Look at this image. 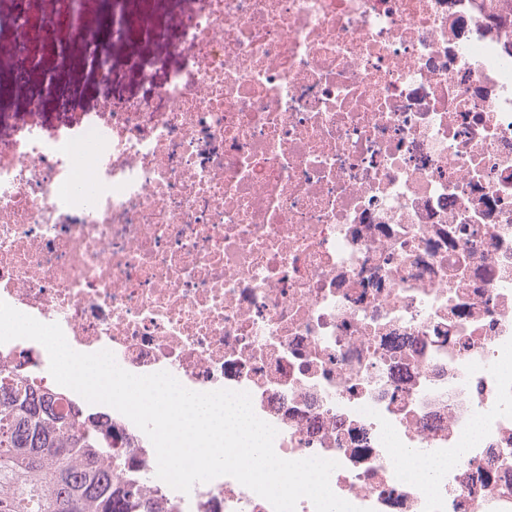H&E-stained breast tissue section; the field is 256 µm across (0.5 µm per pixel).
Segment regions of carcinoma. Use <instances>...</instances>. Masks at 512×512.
Here are the masks:
<instances>
[{
	"label": "carcinoma",
	"instance_id": "1",
	"mask_svg": "<svg viewBox=\"0 0 512 512\" xmlns=\"http://www.w3.org/2000/svg\"><path fill=\"white\" fill-rule=\"evenodd\" d=\"M57 400L0 368V512H152L141 478L120 477L101 417L63 414Z\"/></svg>",
	"mask_w": 512,
	"mask_h": 512
}]
</instances>
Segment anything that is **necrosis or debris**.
<instances>
[{
  "instance_id": "1",
  "label": "necrosis or debris",
  "mask_w": 512,
  "mask_h": 512,
  "mask_svg": "<svg viewBox=\"0 0 512 512\" xmlns=\"http://www.w3.org/2000/svg\"><path fill=\"white\" fill-rule=\"evenodd\" d=\"M0 0V300L81 353L250 393L277 455L338 461L364 512H512V14L499 0ZM94 17L80 56L70 47ZM168 43L138 99L74 122L43 67ZM0 366L54 386L40 343ZM155 512H273L229 476L184 494L105 407ZM408 455L450 459L430 479Z\"/></svg>"
}]
</instances>
